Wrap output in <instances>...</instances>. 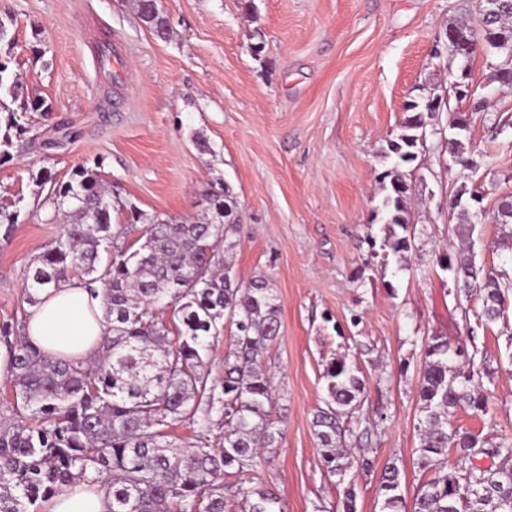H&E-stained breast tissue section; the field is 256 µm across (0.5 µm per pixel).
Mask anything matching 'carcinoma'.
I'll list each match as a JSON object with an SVG mask.
<instances>
[{"mask_svg":"<svg viewBox=\"0 0 512 512\" xmlns=\"http://www.w3.org/2000/svg\"><path fill=\"white\" fill-rule=\"evenodd\" d=\"M139 18L168 37L169 27L145 0H134ZM493 27L512 35V2L505 3ZM0 112L6 131L0 160L10 156L12 138L29 131L27 114L50 112L36 92L25 93L0 59ZM16 108H11V105ZM401 132L388 143L395 157L379 178L389 248L398 265L411 250L406 217L408 184L399 166L418 157L433 108L409 104ZM50 185L47 201L66 210L67 224L37 258L26 278L29 304L38 293L77 278L101 300L106 330L86 361L56 358L22 337L10 344L16 404L14 418L0 422V512H42L43 504L77 478L100 483L112 496L111 512H283L279 494L265 487L250 491L225 481L229 471L244 472L262 461L261 449L276 442L271 419L273 377L260 357L279 332V305L268 281L234 280L218 244L236 230V201L224 187L211 196L214 218L204 221L151 219L140 237L118 243L112 212L138 224L144 214L112 197L98 171L80 166L66 181L48 168L34 177ZM456 283L481 301L480 320L488 326L505 320L512 279L475 264L462 254L440 261ZM175 306L179 325L163 318ZM235 326L233 349L224 357V379L208 383L201 372L209 344L225 323ZM174 339H169V333ZM455 351L442 336L425 344L419 383L422 403L416 465L434 476L417 487L411 512H512V440L485 446L479 436L452 424L458 408L485 412L474 374L455 364ZM327 408L314 424L327 472L343 475L349 467L338 443L345 437L340 419L361 404L362 382L346 358L330 361ZM224 416L222 447H213L207 416ZM37 426L25 424L28 417ZM198 425L196 440L182 448L170 440L175 422ZM456 457L448 461V448ZM486 449L501 460L487 472L472 459ZM482 487L476 499L472 489ZM382 512H406L401 473L384 469L378 489Z\"/></svg>","mask_w":512,"mask_h":512,"instance_id":"carcinoma-1","label":"carcinoma"}]
</instances>
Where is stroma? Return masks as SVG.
<instances>
[{
	"label": "stroma",
	"instance_id": "obj_1",
	"mask_svg": "<svg viewBox=\"0 0 512 512\" xmlns=\"http://www.w3.org/2000/svg\"><path fill=\"white\" fill-rule=\"evenodd\" d=\"M168 39L139 18L133 0H0L16 36L10 71L53 106L28 115L30 137L0 161V204H16L0 226V323L23 327L29 265L66 218L33 181L40 168L68 180L100 167L115 196L150 218L206 217L207 193L228 185L240 223L222 244L236 279L265 277L280 304V329L262 358L274 378L281 431L258 468L229 476L249 489L274 488L284 512H380L378 485L398 466L406 500L423 476L415 460L422 417L424 345L447 337L474 357L486 413L457 411L456 427L493 444L512 437V309L506 325L482 329L476 297L440 258L465 252L512 278V253L492 219L474 224L452 207L461 186L478 185L486 211L512 194V87L476 57L472 80L486 105L470 128L439 112L426 144L403 170L412 247L408 264L385 258L378 177L393 164L389 140L408 101L448 88L459 61L431 47L449 24L474 23L478 0H162ZM95 16L127 45L126 78L114 88L95 73L86 29ZM263 43L260 55L252 44ZM59 124L79 129L61 150L41 142ZM206 140L200 150L198 140ZM461 140L453 153L452 140ZM347 359L362 403L345 420L343 477L328 473L313 426L327 399L325 365Z\"/></svg>",
	"mask_w": 512,
	"mask_h": 512
}]
</instances>
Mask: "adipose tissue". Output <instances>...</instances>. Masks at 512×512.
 <instances>
[{"label": "adipose tissue", "mask_w": 512, "mask_h": 512, "mask_svg": "<svg viewBox=\"0 0 512 512\" xmlns=\"http://www.w3.org/2000/svg\"><path fill=\"white\" fill-rule=\"evenodd\" d=\"M98 301L89 298L79 282L41 292L24 334L46 354L87 359L104 334ZM110 499L99 484L77 482L66 486L46 505V512H109Z\"/></svg>", "instance_id": "obj_1"}]
</instances>
